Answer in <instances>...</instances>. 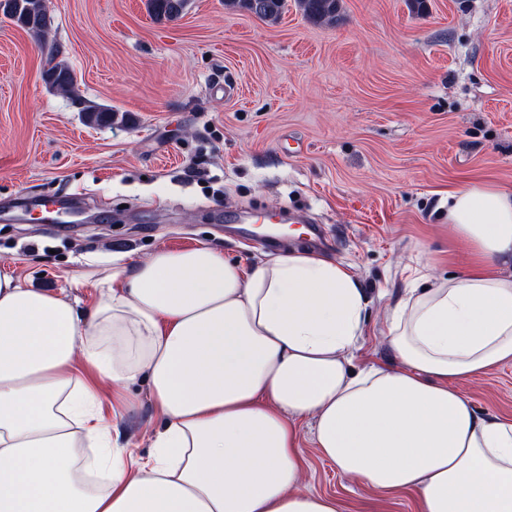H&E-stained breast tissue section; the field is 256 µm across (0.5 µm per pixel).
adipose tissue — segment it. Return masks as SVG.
Listing matches in <instances>:
<instances>
[{"instance_id": "ef3b65f1", "label": "adipose tissue", "mask_w": 512, "mask_h": 512, "mask_svg": "<svg viewBox=\"0 0 512 512\" xmlns=\"http://www.w3.org/2000/svg\"><path fill=\"white\" fill-rule=\"evenodd\" d=\"M447 219L473 264L387 306L396 362L358 372L368 299L318 253L160 248L67 292L0 274V512H342L306 488V422L342 475L419 512H512V422L458 388L512 363V190H449ZM141 383L164 420L144 457L100 407Z\"/></svg>"}]
</instances>
